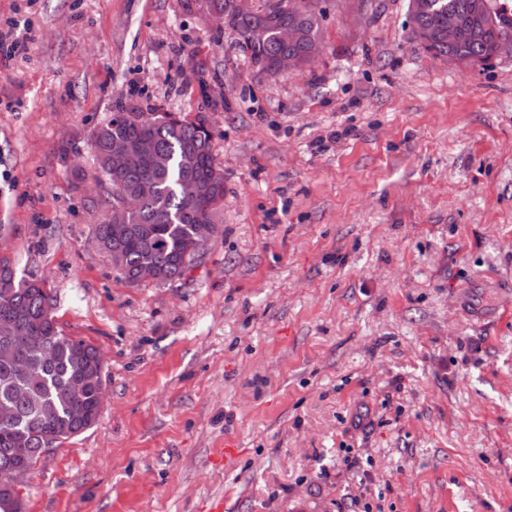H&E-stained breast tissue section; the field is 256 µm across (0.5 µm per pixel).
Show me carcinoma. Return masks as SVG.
<instances>
[{
	"label": "carcinoma",
	"instance_id": "1",
	"mask_svg": "<svg viewBox=\"0 0 512 512\" xmlns=\"http://www.w3.org/2000/svg\"><path fill=\"white\" fill-rule=\"evenodd\" d=\"M206 10L224 13V27L236 37L238 46L249 56L257 71L267 76L278 73L281 55L288 54L303 68L313 60L309 49L323 43V11L317 0H271L263 8L240 13L232 0H203ZM463 20V30L452 46L448 45V13ZM298 24L300 39L292 46L281 43L279 29ZM407 23L414 39L425 35L422 47L432 55L445 53L467 65L485 63L497 57L501 42L512 41V0H409ZM208 118L202 112L194 118L175 117L160 121L144 112L118 109L92 131L90 148L95 160L94 177L105 181V210L113 208L114 191H130L142 181L155 186L150 200H135L127 211V235L117 244L115 265L131 285L138 284L140 266L153 258L161 284L181 279L187 272L185 254L192 242L206 237L218 223L224 202V172L218 166ZM139 134L156 143L164 164L136 160L122 172H111L104 164L115 138ZM193 166L187 167V157ZM208 185L194 201L182 193L188 175ZM99 246L112 253V225L103 220L95 225ZM52 309L50 293L37 280L17 278L10 263L0 261V315L18 312L26 319L27 332L45 336L55 343L52 358L38 361L26 352L0 345V407L15 413L9 428L0 427V512H21L22 501L8 488L6 474L12 462L6 449L23 446L44 453V441L74 438L95 425L78 423L81 411L98 413L103 396V379L88 378L81 397L71 392V384L89 368L95 347L66 335L58 323L43 319Z\"/></svg>",
	"mask_w": 512,
	"mask_h": 512
}]
</instances>
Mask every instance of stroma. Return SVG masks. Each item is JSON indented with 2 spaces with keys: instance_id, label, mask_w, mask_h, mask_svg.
Here are the masks:
<instances>
[{
  "instance_id": "obj_1",
  "label": "stroma",
  "mask_w": 512,
  "mask_h": 512,
  "mask_svg": "<svg viewBox=\"0 0 512 512\" xmlns=\"http://www.w3.org/2000/svg\"><path fill=\"white\" fill-rule=\"evenodd\" d=\"M321 5L313 69L269 77L201 0H0V258L104 357L23 512H512V56ZM119 107L214 131L223 231L172 284L94 241Z\"/></svg>"
}]
</instances>
